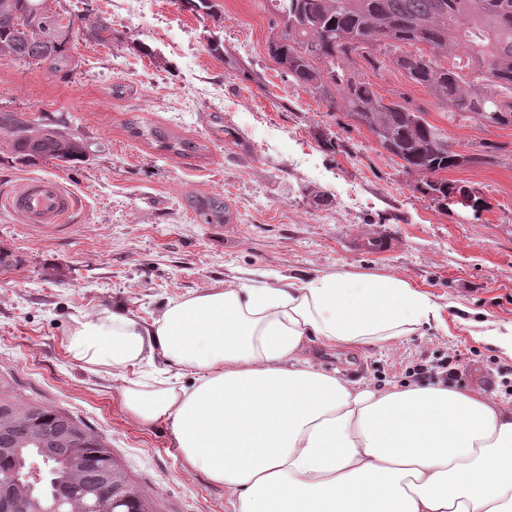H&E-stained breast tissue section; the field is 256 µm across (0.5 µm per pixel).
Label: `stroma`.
Segmentation results:
<instances>
[{"label": "stroma", "mask_w": 512, "mask_h": 512, "mask_svg": "<svg viewBox=\"0 0 512 512\" xmlns=\"http://www.w3.org/2000/svg\"><path fill=\"white\" fill-rule=\"evenodd\" d=\"M216 16L173 0H58L110 29L105 43L76 37L78 68L52 74L0 55V111L66 121L87 145L83 161L24 166L0 154V374L17 394L68 411L106 440L150 512H233L234 497L188 469L168 424L144 425L122 402L125 374L72 360L74 317L109 306L151 320L208 286L267 275L393 274L427 293L439 317L388 345L308 354L325 371L375 389L410 386L407 367L459 354L457 389L512 407L497 381L512 357V126L449 119L404 72L371 75L388 99L408 97L446 129L470 161L445 172L480 192V214L439 206L418 176L344 112L289 86L269 56L272 16L262 0H218ZM262 83L208 52L212 39ZM126 88L112 94L113 85ZM197 144L178 156L133 137L129 119ZM31 178L56 179L77 207L61 224L24 223L6 194ZM220 197L227 223L194 218V200Z\"/></svg>", "instance_id": "1"}]
</instances>
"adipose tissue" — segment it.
I'll return each instance as SVG.
<instances>
[{
	"label": "adipose tissue",
	"instance_id": "ef3b65f1",
	"mask_svg": "<svg viewBox=\"0 0 512 512\" xmlns=\"http://www.w3.org/2000/svg\"><path fill=\"white\" fill-rule=\"evenodd\" d=\"M439 316L395 275L246 280L170 302L152 321L120 308L76 318L77 362L123 371L127 412L169 424L184 462L226 486L235 512H512V408L442 384L376 390L307 356L390 343Z\"/></svg>",
	"mask_w": 512,
	"mask_h": 512
}]
</instances>
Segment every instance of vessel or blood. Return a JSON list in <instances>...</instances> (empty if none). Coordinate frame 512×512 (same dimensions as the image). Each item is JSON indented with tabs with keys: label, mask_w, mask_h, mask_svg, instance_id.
<instances>
[{
	"label": "vessel or blood",
	"mask_w": 512,
	"mask_h": 512,
	"mask_svg": "<svg viewBox=\"0 0 512 512\" xmlns=\"http://www.w3.org/2000/svg\"><path fill=\"white\" fill-rule=\"evenodd\" d=\"M74 196L55 179H32L13 191L8 205L29 224H57L72 210Z\"/></svg>",
	"instance_id": "b4317fda"
}]
</instances>
